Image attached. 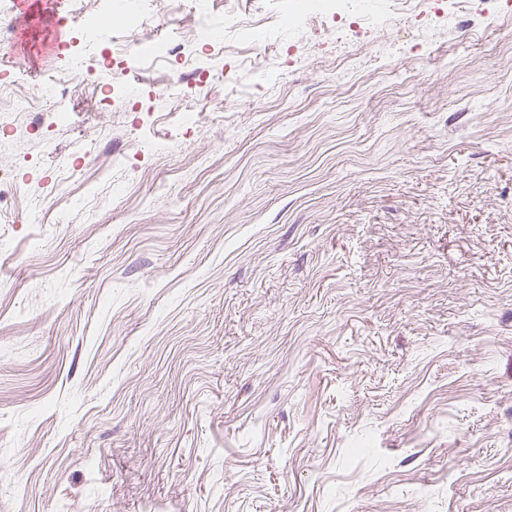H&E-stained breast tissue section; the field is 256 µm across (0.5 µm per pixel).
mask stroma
Segmentation results:
<instances>
[{"instance_id":"stroma-1","label":"stroma","mask_w":512,"mask_h":512,"mask_svg":"<svg viewBox=\"0 0 512 512\" xmlns=\"http://www.w3.org/2000/svg\"><path fill=\"white\" fill-rule=\"evenodd\" d=\"M288 3L239 0L260 73L228 30L107 104L127 41L0 0V512H512V0L445 40L352 24L392 72L346 81L335 21L301 38ZM76 79H78L77 75L68 79H59L49 84L46 89L48 95L57 102V111L54 116L59 121H66L69 117V112L65 111L63 104L77 86Z\"/></svg>"}]
</instances>
